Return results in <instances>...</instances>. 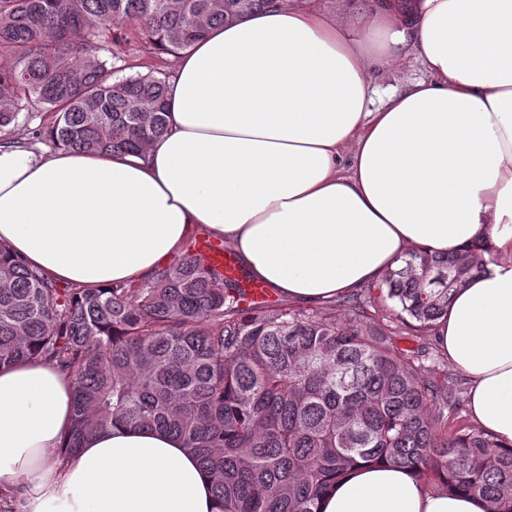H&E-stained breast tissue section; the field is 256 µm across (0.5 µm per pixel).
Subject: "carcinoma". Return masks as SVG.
<instances>
[{"mask_svg":"<svg viewBox=\"0 0 512 512\" xmlns=\"http://www.w3.org/2000/svg\"><path fill=\"white\" fill-rule=\"evenodd\" d=\"M272 0H0V132L20 111L56 114L54 146L143 153L167 130L168 73L118 76L112 47L174 54ZM131 19L129 30L114 28ZM485 249L412 252L363 297L307 310L245 304V289L189 248L137 284L60 288L0 246V366L41 359L74 384L65 453L107 426L179 437L221 512H320L360 461L436 477L512 512V448L461 418L448 358L400 348L485 271ZM399 308L386 314L388 302Z\"/></svg>","mask_w":512,"mask_h":512,"instance_id":"carcinoma-1","label":"carcinoma"}]
</instances>
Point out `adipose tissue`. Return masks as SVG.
I'll list each match as a JSON object with an SVG mask.
<instances>
[{"instance_id": "adipose-tissue-1", "label": "adipose tissue", "mask_w": 512, "mask_h": 512, "mask_svg": "<svg viewBox=\"0 0 512 512\" xmlns=\"http://www.w3.org/2000/svg\"><path fill=\"white\" fill-rule=\"evenodd\" d=\"M426 78L378 98L375 78ZM205 229L253 280L318 305L408 253L483 242L484 274L433 334L468 409L512 444V0H271L175 56L167 131L142 154L0 141V243L51 281L152 277ZM73 385L0 368V489L23 512H220L174 436L109 427L62 456ZM417 473L364 463L320 512H485ZM426 76L427 73L424 68L418 62L412 60L402 72L383 75L378 79L377 85L380 96L383 97L385 93L395 89L401 90L404 87L405 79H423Z\"/></svg>"}]
</instances>
